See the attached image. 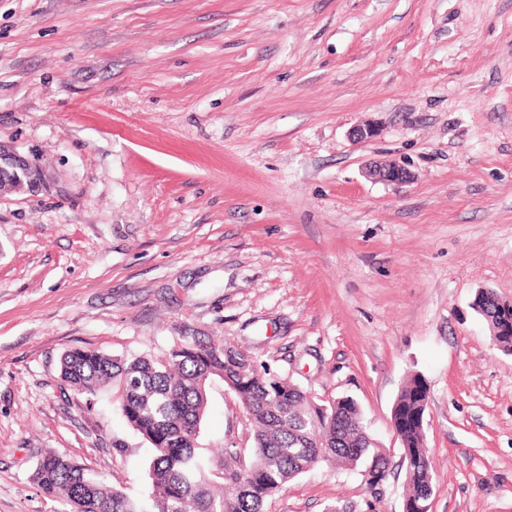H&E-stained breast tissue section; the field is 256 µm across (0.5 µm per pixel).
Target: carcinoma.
Wrapping results in <instances>:
<instances>
[{
	"instance_id": "carcinoma-1",
	"label": "carcinoma",
	"mask_w": 512,
	"mask_h": 512,
	"mask_svg": "<svg viewBox=\"0 0 512 512\" xmlns=\"http://www.w3.org/2000/svg\"><path fill=\"white\" fill-rule=\"evenodd\" d=\"M472 308L488 321L496 345L512 352V334L498 335L512 314L496 294L477 291ZM60 380L87 396L115 387L121 414L151 446L153 459L147 490L132 496L64 454H46L33 481L59 503V512H264L269 497L318 461L350 469L363 465L378 478L386 472V457L354 399L320 404L224 338L200 336L190 326L163 358L69 351L61 358ZM216 380L234 392L251 425L254 445L247 458L238 448L199 442ZM426 392L423 379L414 376L393 405L407 480L404 512H429L433 495Z\"/></svg>"
}]
</instances>
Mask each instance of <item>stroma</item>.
I'll return each mask as SVG.
<instances>
[{
    "label": "stroma",
    "mask_w": 512,
    "mask_h": 512,
    "mask_svg": "<svg viewBox=\"0 0 512 512\" xmlns=\"http://www.w3.org/2000/svg\"><path fill=\"white\" fill-rule=\"evenodd\" d=\"M0 145L45 175L0 193V512H57L50 450L145 490L114 390L59 359L160 358L187 324L354 398L389 460L374 487L316 463L265 512H403L415 375L431 512H512V354L472 308L512 301V0H0ZM201 443L252 446L225 385ZM368 172L370 176L376 179L395 184L406 182L409 178L408 170L403 165L397 163L380 165L379 167L375 165ZM426 392L423 379L414 376L402 387L394 402V411L392 408V422L401 443L406 471L404 512H430L433 486L432 466L425 446Z\"/></svg>",
    "instance_id": "35a3bbf8"
}]
</instances>
